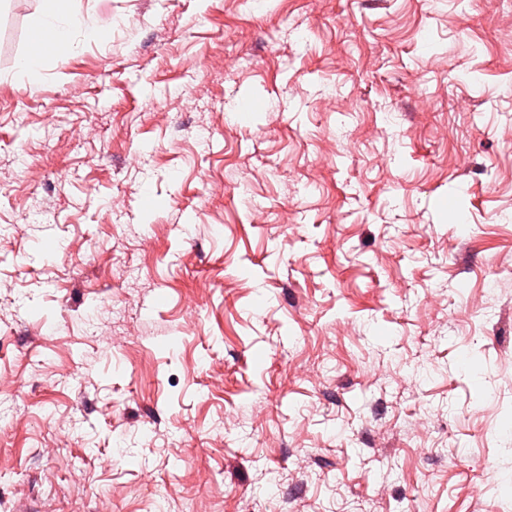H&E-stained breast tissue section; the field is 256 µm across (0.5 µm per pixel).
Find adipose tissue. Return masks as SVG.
I'll return each instance as SVG.
<instances>
[{
	"label": "adipose tissue",
	"mask_w": 512,
	"mask_h": 512,
	"mask_svg": "<svg viewBox=\"0 0 512 512\" xmlns=\"http://www.w3.org/2000/svg\"><path fill=\"white\" fill-rule=\"evenodd\" d=\"M82 23V16L73 6V0H45V10L34 29L35 34L47 37L50 50H43L36 42H29L18 60V68L25 73L37 72L49 53H64L72 43V31Z\"/></svg>",
	"instance_id": "ef3b65f1"
}]
</instances>
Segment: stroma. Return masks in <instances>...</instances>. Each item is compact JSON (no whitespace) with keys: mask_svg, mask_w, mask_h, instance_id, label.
Returning a JSON list of instances; mask_svg holds the SVG:
<instances>
[{"mask_svg":"<svg viewBox=\"0 0 512 512\" xmlns=\"http://www.w3.org/2000/svg\"><path fill=\"white\" fill-rule=\"evenodd\" d=\"M80 5L0 0V512H512V0ZM45 10L34 29V36L47 37L51 48L43 50L30 39L27 49L18 60V68L25 73H35L50 53L63 54L72 43L73 28L82 24V16L73 7L72 0H45Z\"/></svg>","mask_w":512,"mask_h":512,"instance_id":"35a3bbf8","label":"stroma"}]
</instances>
